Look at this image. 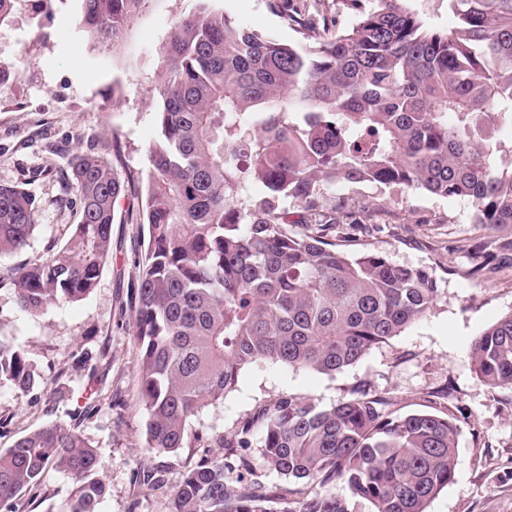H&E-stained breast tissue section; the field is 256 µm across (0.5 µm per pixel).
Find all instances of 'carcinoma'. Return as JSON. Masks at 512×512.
<instances>
[{"instance_id": "1", "label": "carcinoma", "mask_w": 512, "mask_h": 512, "mask_svg": "<svg viewBox=\"0 0 512 512\" xmlns=\"http://www.w3.org/2000/svg\"><path fill=\"white\" fill-rule=\"evenodd\" d=\"M77 2L81 31L110 50L150 0ZM344 2L354 25H326L293 47L197 0L163 44L140 191L148 242L130 300L148 448L189 446L190 420L257 362L333 374L434 307L433 273L336 247L324 189L400 185L468 200L476 223L512 228V137L493 135L512 129V0H454L460 23L444 33L401 0ZM63 181L78 223L62 247L13 268L29 313L93 291L112 256L116 203L131 190L92 150L68 159ZM37 213L24 184L0 183V257L29 246ZM470 357L479 381L512 388V313L472 340ZM41 381L23 351L0 341V385L28 393ZM387 405L361 386L330 407L290 393L269 399L220 446L230 456L257 428L266 467L316 490L232 485L225 461L203 458L169 512H351V496L373 512H427L453 482L459 429ZM50 466L75 483L62 512H97L106 486L96 446L61 423L0 452V507L14 512Z\"/></svg>"}]
</instances>
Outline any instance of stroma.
<instances>
[{
	"instance_id": "35a3bbf8",
	"label": "stroma",
	"mask_w": 512,
	"mask_h": 512,
	"mask_svg": "<svg viewBox=\"0 0 512 512\" xmlns=\"http://www.w3.org/2000/svg\"><path fill=\"white\" fill-rule=\"evenodd\" d=\"M195 6V0H150L125 43L105 52L79 33L76 0H55L48 14L22 0L13 21L0 27L6 72L0 183H26L39 206L27 249L0 259V339L24 350L46 381L27 394L0 385V451L48 422L77 427L98 449V474L107 486L99 512H169L183 473L201 458L223 457L218 435L233 434L260 403L292 393L327 407L361 385L386 397L393 414L438 412L457 425L455 478L428 512H512V388L480 382L469 350L475 336L512 313V252L491 262L474 253L475 244H497L506 233L477 224L468 201L369 182L325 190L323 204L343 223L346 251L378 252L433 272L440 288L435 306L332 375L268 362L244 369L223 403L191 420V447L174 453L144 445L130 297L147 228L136 197L115 207L112 259L89 296L36 314L18 307L5 282L8 269L43 254L48 242L64 244L78 221L75 197L63 194L57 179L73 152L102 150L103 134H117L119 173L147 180L160 50L173 23ZM216 6L249 31L291 45L304 42L291 12L342 28L355 22L342 0H217ZM148 468L163 470L164 483L140 482L139 471ZM74 487L69 475L48 468L16 510L59 512Z\"/></svg>"
}]
</instances>
